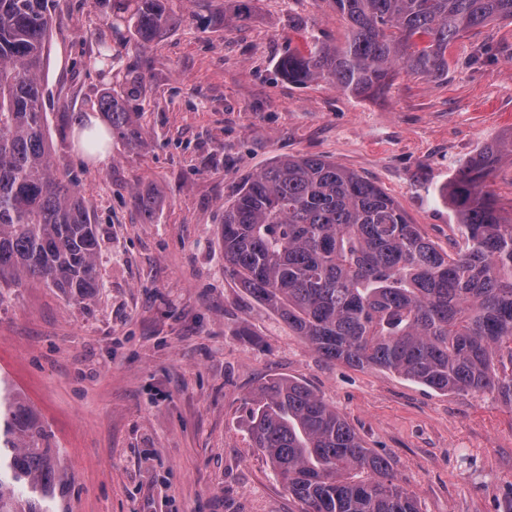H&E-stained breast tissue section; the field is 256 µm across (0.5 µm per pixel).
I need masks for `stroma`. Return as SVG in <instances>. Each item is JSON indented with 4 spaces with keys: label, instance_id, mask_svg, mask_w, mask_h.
Instances as JSON below:
<instances>
[{
    "label": "stroma",
    "instance_id": "35a3bbf8",
    "mask_svg": "<svg viewBox=\"0 0 512 512\" xmlns=\"http://www.w3.org/2000/svg\"><path fill=\"white\" fill-rule=\"evenodd\" d=\"M178 23L150 45L112 40L94 0H54L45 72L52 156L98 226L100 288L76 302L36 279L0 282V378L47 425L73 479L69 512H298L248 435L250 395L297 380L387 458L421 512H505L512 406L442 394L317 354L224 273V203L288 155L323 156L379 186L440 249L462 244L443 195L457 166L512 135V23L468 32L448 78L399 73L376 97L288 82L279 60L305 34L344 45L329 0H169ZM144 143L112 138L104 160L77 145L122 72ZM153 197L144 222L134 195Z\"/></svg>",
    "mask_w": 512,
    "mask_h": 512
}]
</instances>
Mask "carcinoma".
<instances>
[{
	"label": "carcinoma",
	"instance_id": "obj_1",
	"mask_svg": "<svg viewBox=\"0 0 512 512\" xmlns=\"http://www.w3.org/2000/svg\"><path fill=\"white\" fill-rule=\"evenodd\" d=\"M167 0H112L144 48L172 26ZM349 37L310 36L279 62L288 79L323 80L359 96L385 93L399 71L448 77L463 33L512 21V0H331ZM49 0H0V280L44 281L87 300L98 235L76 184L51 159L42 72ZM106 92L97 109L112 135L144 143L130 101ZM512 138L455 170L448 201L466 245L438 250L372 182L316 156H288L243 180L224 207V272L329 360L381 368L440 392L487 393L512 406V224L486 180ZM152 221L155 202L133 196ZM254 447L300 512H420L390 462L307 386L278 377L251 397ZM47 426L0 381V512H59L69 486Z\"/></svg>",
	"mask_w": 512,
	"mask_h": 512
}]
</instances>
